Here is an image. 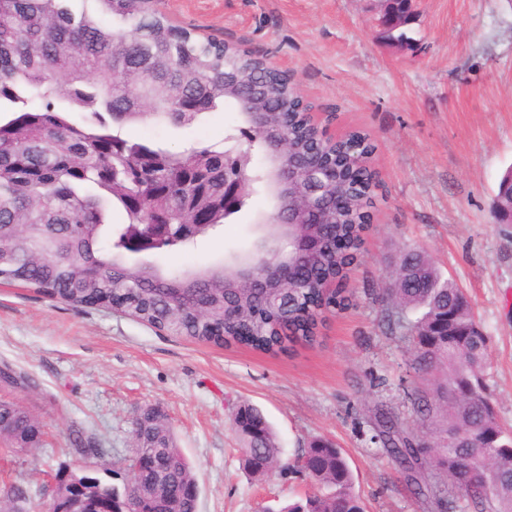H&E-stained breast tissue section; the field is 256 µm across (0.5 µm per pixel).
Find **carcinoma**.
<instances>
[{
  "label": "carcinoma",
  "mask_w": 512,
  "mask_h": 512,
  "mask_svg": "<svg viewBox=\"0 0 512 512\" xmlns=\"http://www.w3.org/2000/svg\"><path fill=\"white\" fill-rule=\"evenodd\" d=\"M73 0H0V281L18 283L33 293L76 305L84 289L97 293L101 308L114 294L139 293L126 315L160 331L197 341L224 332L223 342L268 351L295 340L311 342L325 313L344 305L341 296L321 303L296 289L255 292L221 267L165 272L156 265L130 267L122 250L131 224L154 219L156 194L171 203L170 223H182L178 195L185 188L168 184L167 172L185 163L205 167L215 144L172 151L123 135L130 124L193 126L219 108L265 113L268 132L288 131L294 158L307 164L314 141L288 80L263 67L259 58L214 39L200 40L172 25L156 0H94L112 16L103 24ZM336 176L326 194L349 205L336 213L340 250L328 242L316 262V278L336 280L356 259L362 226L369 220L373 175L360 168L373 147L367 135L351 132L336 143ZM234 173L259 176L255 192L270 187V169L258 153L231 157ZM139 170L143 178L132 179ZM118 210L121 226L109 216ZM388 323L417 333L414 369L444 374L433 391L413 399L416 413L440 426L432 447H421L398 416L380 412L371 440L384 447L404 480L423 500L426 512H512V433L501 427L484 394L481 371L489 337L455 336L448 345L429 343L437 322L448 316L458 330L476 317L470 300L445 278L421 250L404 252L384 291ZM41 423L16 403L0 404V459L21 452ZM234 428L244 467L267 476L279 468L277 437L262 412L239 407ZM133 433L155 446L165 471L164 497L179 512H197L198 500L185 494L196 481L178 448L172 427L162 418L134 419ZM497 435L491 444L489 437ZM70 449L84 456L98 443L74 429ZM433 454L448 480L446 488L428 484L420 467ZM292 468L316 492L282 512H363L353 491V473L340 448L327 439L310 442ZM156 472L132 469L123 492L147 488ZM29 492L16 481L0 484V512H27L20 504Z\"/></svg>",
  "instance_id": "obj_1"
}]
</instances>
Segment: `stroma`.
<instances>
[{"label":"stroma","instance_id":"1","mask_svg":"<svg viewBox=\"0 0 512 512\" xmlns=\"http://www.w3.org/2000/svg\"><path fill=\"white\" fill-rule=\"evenodd\" d=\"M170 21L268 59L291 78L319 126L366 133L377 175L360 255L338 288L314 342L286 350L198 342L118 312L70 306L0 285V365L27 388L0 390L36 416L44 446L13 457L9 475L30 490L32 512L50 499L47 476L86 473L117 487L135 446L133 421L155 408L194 468L198 512H273L306 485L293 472L259 479L242 466L233 427L243 404L261 408L283 460L317 437L342 448L367 512H423L410 486L370 437L376 410L396 413L420 439L432 436L411 396L437 373L410 367L415 344L388 327L380 294L403 251H424L470 297L489 336L484 377L500 422L512 426V224L492 203L512 166V0H416L396 49L379 25L378 0H158ZM243 122L220 110L190 127L136 124L126 134L171 150L220 141ZM268 193L191 251L128 255L167 271L221 266L251 247L269 215ZM95 436L100 455L68 453L72 428Z\"/></svg>","mask_w":512,"mask_h":512}]
</instances>
